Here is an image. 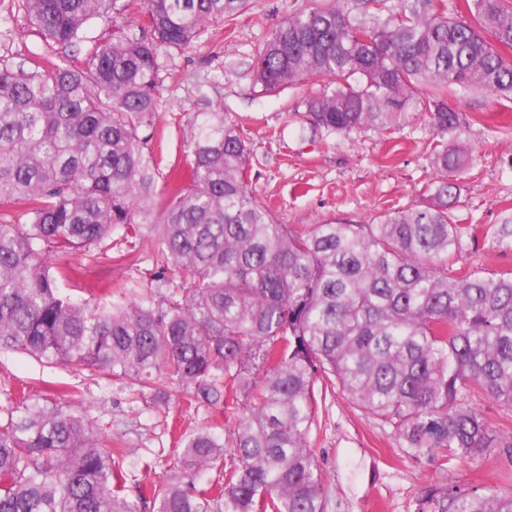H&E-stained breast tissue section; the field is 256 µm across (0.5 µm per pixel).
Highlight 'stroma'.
I'll return each instance as SVG.
<instances>
[{"instance_id":"stroma-1","label":"stroma","mask_w":512,"mask_h":512,"mask_svg":"<svg viewBox=\"0 0 512 512\" xmlns=\"http://www.w3.org/2000/svg\"><path fill=\"white\" fill-rule=\"evenodd\" d=\"M296 0H251L234 23L212 21L193 49L161 56L162 103L154 115L146 152L161 170L184 163V132L197 114L224 113L243 132L250 148L246 177L258 201L298 231L324 220L358 224L420 204L438 180L430 164L437 136L425 120L404 124L392 134L366 132L330 136L314 126L304 102L320 85L303 83L264 93L252 80V64L273 26ZM61 48L47 41L28 20L22 0H0V70L30 66L45 57L60 59ZM469 124L458 143L473 157L460 176L461 194L453 213L458 223L488 227L512 210V103L483 92L459 95ZM156 243L138 239L134 254L110 250L92 257L60 256L73 268L64 292L105 296L122 282L121 303L158 296ZM457 266L494 273L512 269V247L496 248L483 237L467 240ZM25 387L34 397L81 406L112 445L126 451V492L163 482L182 450L181 436L221 423L210 408L186 410L181 402L151 389L98 378L63 365H48L19 354H0V382ZM318 406L310 446L324 484V512H417L423 487L454 484L505 485L512 453L500 448L477 460L414 458L389 428L346 398L337 384L318 381Z\"/></svg>"}]
</instances>
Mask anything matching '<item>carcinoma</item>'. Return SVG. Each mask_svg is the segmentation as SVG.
Returning <instances> with one entry per match:
<instances>
[{
    "label": "carcinoma",
    "instance_id": "1",
    "mask_svg": "<svg viewBox=\"0 0 512 512\" xmlns=\"http://www.w3.org/2000/svg\"><path fill=\"white\" fill-rule=\"evenodd\" d=\"M247 0H24L64 48L94 20L136 22L152 38L95 45L81 64L51 59L0 71V352L29 355L134 387L164 386L222 409L224 434L189 436L150 492L125 489L126 451L86 413L0 391V512H324L309 440L318 380L392 430L413 456L476 459L512 448L471 405L512 412V270L453 269L464 236L451 206L470 156L441 140L430 202L368 224L299 232L258 202L248 149L221 112L189 126L190 181L156 192L144 152L160 103V54L188 49ZM334 0L300 4L271 29L252 66L261 90L318 80L306 100L329 135L383 134L409 118L438 135L468 123L448 90L512 102V0ZM157 240L169 293L131 305L61 291L66 266L108 244ZM512 246V215L485 229ZM224 469L213 491L201 473ZM417 512H512V491L434 483Z\"/></svg>",
    "mask_w": 512,
    "mask_h": 512
}]
</instances>
